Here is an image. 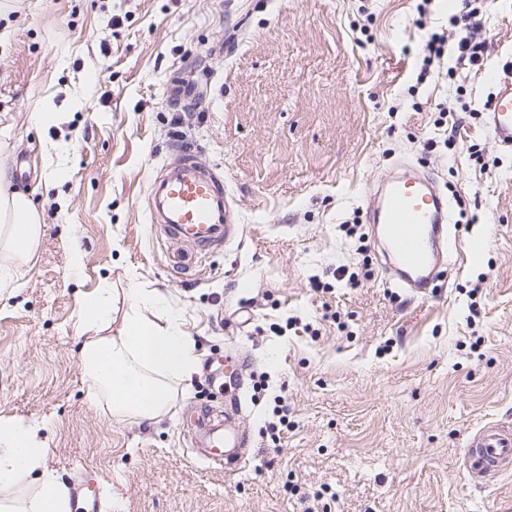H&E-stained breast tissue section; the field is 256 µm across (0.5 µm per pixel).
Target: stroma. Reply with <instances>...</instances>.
<instances>
[{"label":"stroma","mask_w":512,"mask_h":512,"mask_svg":"<svg viewBox=\"0 0 512 512\" xmlns=\"http://www.w3.org/2000/svg\"><path fill=\"white\" fill-rule=\"evenodd\" d=\"M416 7L16 0L0 14V163L43 219L0 288V423L43 422L64 487L95 476L101 512H512V472L478 485L463 466L474 432L512 428V150L483 114L512 62V0ZM474 7L479 71L425 65L428 32ZM178 77L202 105L172 106ZM46 110L55 121L32 122ZM176 141L223 172L243 226L185 282L147 209ZM404 161L448 194L461 246L423 295L389 283L366 220ZM101 288L162 291L194 342L203 367L159 421H115L87 393L78 322ZM230 350L249 361L252 446L233 475L185 423L223 414L225 379L204 364Z\"/></svg>","instance_id":"stroma-1"}]
</instances>
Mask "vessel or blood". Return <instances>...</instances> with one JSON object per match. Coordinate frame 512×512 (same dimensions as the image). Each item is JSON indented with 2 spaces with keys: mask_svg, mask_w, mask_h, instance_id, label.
<instances>
[{
  "mask_svg": "<svg viewBox=\"0 0 512 512\" xmlns=\"http://www.w3.org/2000/svg\"><path fill=\"white\" fill-rule=\"evenodd\" d=\"M487 124L498 145L512 147V81L500 83L486 113ZM150 217L159 224L176 250L171 265L183 277H191V257L182 254L188 246L199 253L222 248L237 238L242 227L222 176L203 164L197 150L179 146L162 173L148 184ZM367 216L386 246L388 271L399 287L426 290L441 262L452 259L456 241L448 232L451 202L436 191L430 177L409 168L397 169L375 194L370 195ZM224 366L237 390L224 405L223 426L213 425L208 412L197 424L206 430V447L214 461L227 460L235 449L243 461L250 437L236 423L243 411L242 392L246 358L225 356ZM467 471L493 477L512 469V430L495 424L484 426L470 439L464 454Z\"/></svg>",
  "mask_w": 512,
  "mask_h": 512,
  "instance_id": "vessel-or-blood-1",
  "label": "vessel or blood"
}]
</instances>
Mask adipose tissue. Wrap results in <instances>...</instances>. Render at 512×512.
Segmentation results:
<instances>
[{"instance_id": "adipose-tissue-1", "label": "adipose tissue", "mask_w": 512, "mask_h": 512, "mask_svg": "<svg viewBox=\"0 0 512 512\" xmlns=\"http://www.w3.org/2000/svg\"><path fill=\"white\" fill-rule=\"evenodd\" d=\"M11 172L0 164V288L16 264L28 261L41 233V216L21 193L8 191ZM79 327L88 338L81 368L89 395L104 399L114 419L152 422L173 403L176 382L196 372L198 357L181 329L177 311L163 294L127 289L117 297L102 288L86 297ZM41 423L0 426V512H70L66 489L46 469ZM38 480L34 498L19 496L29 477Z\"/></svg>"}]
</instances>
